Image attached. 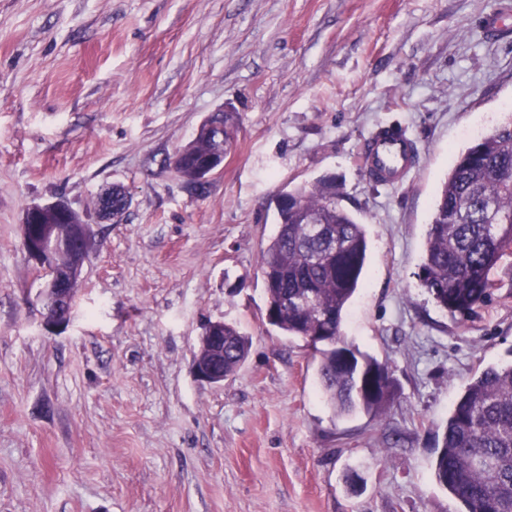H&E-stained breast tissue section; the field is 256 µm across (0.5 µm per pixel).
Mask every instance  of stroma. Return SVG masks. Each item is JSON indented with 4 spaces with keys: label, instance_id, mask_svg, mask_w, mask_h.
Segmentation results:
<instances>
[{
    "label": "stroma",
    "instance_id": "1",
    "mask_svg": "<svg viewBox=\"0 0 512 512\" xmlns=\"http://www.w3.org/2000/svg\"><path fill=\"white\" fill-rule=\"evenodd\" d=\"M512 0H0V512H461L433 480L436 429L471 377L512 362V264L468 316L419 280L456 156L512 119ZM236 142L206 196L161 160L219 108ZM395 125L418 157L369 179ZM335 179L365 224L346 341L388 364L380 417L336 416L312 350L267 324L273 196ZM130 193L120 223L95 203ZM56 200L93 244L68 326L44 328L25 207ZM249 336L197 380L203 321Z\"/></svg>",
    "mask_w": 512,
    "mask_h": 512
}]
</instances>
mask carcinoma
<instances>
[{"label": "carcinoma", "mask_w": 512, "mask_h": 512, "mask_svg": "<svg viewBox=\"0 0 512 512\" xmlns=\"http://www.w3.org/2000/svg\"><path fill=\"white\" fill-rule=\"evenodd\" d=\"M224 121V141L200 133L178 166L183 179L235 142L238 115ZM277 231L261 249L266 291L279 313L268 324L289 337H324L314 349L320 389L334 413L376 415L391 382L367 390L369 374L389 377L386 364L353 348L342 336L347 308L365 275L363 224L339 203L334 180L318 179L276 197ZM512 261V120L461 152L436 196L419 279L435 304L465 316L488 302L492 272ZM250 341L224 324V378L246 361ZM435 483L463 512H512V363L475 374L449 411L438 436Z\"/></svg>", "instance_id": "cac0c4a2"}]
</instances>
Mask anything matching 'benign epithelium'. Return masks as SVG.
<instances>
[{
	"mask_svg": "<svg viewBox=\"0 0 512 512\" xmlns=\"http://www.w3.org/2000/svg\"><path fill=\"white\" fill-rule=\"evenodd\" d=\"M224 168V157H213L199 166L196 177L198 185L207 188L212 175ZM76 213L63 201L28 206L23 215L22 230L26 252L38 268L50 271L48 264L55 253L68 255L70 267L67 273L52 274L50 286L43 289L48 307L45 313V327L51 332H59L66 326L74 301L76 285L80 282L87 261L92 234L85 220H72L65 228L54 224H43L40 218L45 213ZM199 347L208 348L206 360L195 358L194 373L198 380L208 384L224 383V322L208 323L207 334L199 336Z\"/></svg>",
	"mask_w": 512,
	"mask_h": 512,
	"instance_id": "7a95c632",
	"label": "benign epithelium"
}]
</instances>
